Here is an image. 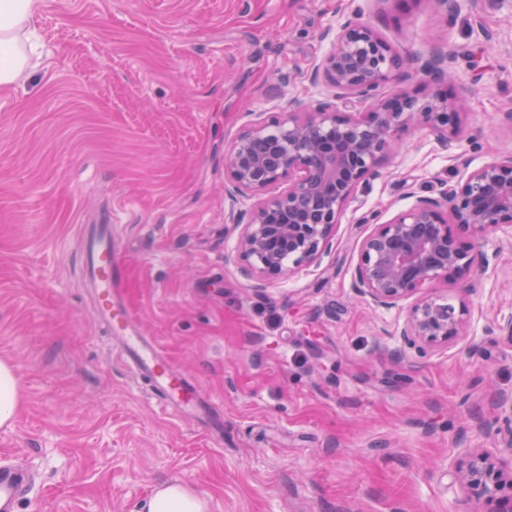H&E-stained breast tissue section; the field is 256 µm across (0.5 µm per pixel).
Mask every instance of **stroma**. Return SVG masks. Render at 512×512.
<instances>
[{
  "label": "stroma",
  "instance_id": "stroma-1",
  "mask_svg": "<svg viewBox=\"0 0 512 512\" xmlns=\"http://www.w3.org/2000/svg\"><path fill=\"white\" fill-rule=\"evenodd\" d=\"M42 0L43 46L0 89V361L19 406L0 461L28 481L16 512H142L178 482L206 512H488L456 473L487 455L512 396V232L479 244L468 280L422 288L466 329L418 356L410 300L356 288L361 218L392 217L512 155V0ZM401 57L453 56L456 139L404 132L319 262L260 284L226 260L237 232L224 157L253 123L331 99L321 77L345 17ZM147 335L222 422L163 413L110 348L81 282L77 226L105 210Z\"/></svg>",
  "mask_w": 512,
  "mask_h": 512
}]
</instances>
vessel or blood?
I'll return each instance as SVG.
<instances>
[{"instance_id": "obj_1", "label": "vessel or blood", "mask_w": 512, "mask_h": 512, "mask_svg": "<svg viewBox=\"0 0 512 512\" xmlns=\"http://www.w3.org/2000/svg\"><path fill=\"white\" fill-rule=\"evenodd\" d=\"M83 243L82 282L96 315L115 342L119 354L148 377L161 396L163 411L204 415L208 408L195 396L181 370L171 364L158 345L142 331L126 298V263L106 220L79 227ZM25 476L13 465L0 467V512H12Z\"/></svg>"}]
</instances>
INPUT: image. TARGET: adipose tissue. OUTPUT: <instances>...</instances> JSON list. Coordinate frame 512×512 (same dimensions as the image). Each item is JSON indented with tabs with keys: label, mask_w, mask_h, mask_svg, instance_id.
<instances>
[{
	"label": "adipose tissue",
	"mask_w": 512,
	"mask_h": 512,
	"mask_svg": "<svg viewBox=\"0 0 512 512\" xmlns=\"http://www.w3.org/2000/svg\"><path fill=\"white\" fill-rule=\"evenodd\" d=\"M39 0H0V86L17 82L29 65L28 32ZM147 512H204L202 500L178 483L157 488Z\"/></svg>",
	"instance_id": "obj_1"
}]
</instances>
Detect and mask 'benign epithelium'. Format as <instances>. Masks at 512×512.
<instances>
[{
	"instance_id": "benign-epithelium-1",
	"label": "benign epithelium",
	"mask_w": 512,
	"mask_h": 512,
	"mask_svg": "<svg viewBox=\"0 0 512 512\" xmlns=\"http://www.w3.org/2000/svg\"><path fill=\"white\" fill-rule=\"evenodd\" d=\"M413 63L430 84L452 79L446 53ZM403 65L371 26L348 18L322 64L333 100L256 123L233 142L225 157L224 194L233 201L256 199L247 222L230 214L240 233L228 260L245 276L271 283L294 266L318 262L342 213L404 131L427 125L445 142L456 134L464 98L439 91L384 94ZM284 183L283 191L268 194ZM362 223L374 228L361 242L356 280L374 304L390 307L426 285L466 280L479 265V242L512 228V156L474 169L438 198L419 196L387 220L375 212ZM458 228L470 240H462ZM464 311L437 296L420 298L401 333L405 345L424 355L462 335ZM460 481L479 499L501 491L497 472L482 459L461 471Z\"/></svg>"
}]
</instances>
